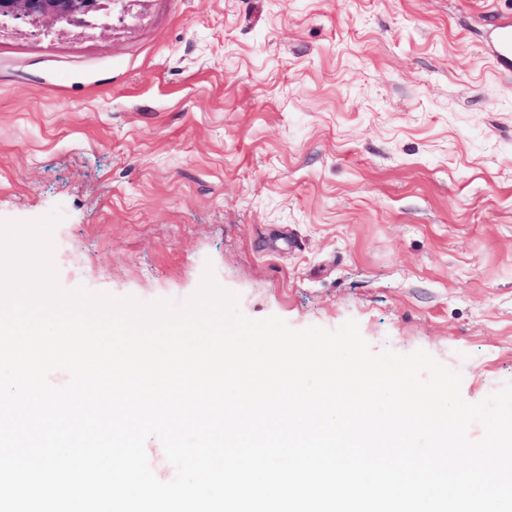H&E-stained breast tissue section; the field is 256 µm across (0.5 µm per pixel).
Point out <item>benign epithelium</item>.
I'll use <instances>...</instances> for the list:
<instances>
[{
  "label": "benign epithelium",
  "mask_w": 512,
  "mask_h": 512,
  "mask_svg": "<svg viewBox=\"0 0 512 512\" xmlns=\"http://www.w3.org/2000/svg\"><path fill=\"white\" fill-rule=\"evenodd\" d=\"M126 0H0V27L8 22L51 23L61 30L86 27Z\"/></svg>",
  "instance_id": "7a95c632"
}]
</instances>
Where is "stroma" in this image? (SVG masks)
<instances>
[{
  "label": "stroma",
  "mask_w": 512,
  "mask_h": 512,
  "mask_svg": "<svg viewBox=\"0 0 512 512\" xmlns=\"http://www.w3.org/2000/svg\"><path fill=\"white\" fill-rule=\"evenodd\" d=\"M0 29V220L61 208L58 284L421 349L512 381V0H132Z\"/></svg>",
  "instance_id": "obj_1"
}]
</instances>
